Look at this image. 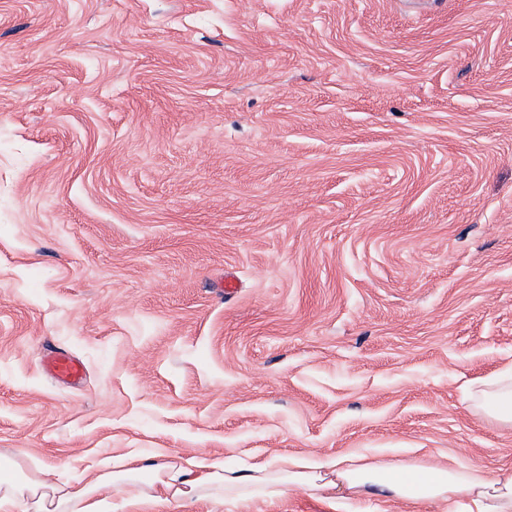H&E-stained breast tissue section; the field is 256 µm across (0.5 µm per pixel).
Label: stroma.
Here are the masks:
<instances>
[{"label": "stroma", "instance_id": "1", "mask_svg": "<svg viewBox=\"0 0 512 512\" xmlns=\"http://www.w3.org/2000/svg\"><path fill=\"white\" fill-rule=\"evenodd\" d=\"M509 366L512 0H0V454L512 469ZM46 367L54 377L62 381L77 382L84 375V365L75 358L63 354L49 357ZM467 400L477 413L503 425H512V368L469 381Z\"/></svg>", "mask_w": 512, "mask_h": 512}]
</instances>
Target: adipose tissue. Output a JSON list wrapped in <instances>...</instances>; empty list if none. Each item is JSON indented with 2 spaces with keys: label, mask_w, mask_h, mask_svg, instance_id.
<instances>
[{
  "label": "adipose tissue",
  "mask_w": 512,
  "mask_h": 512,
  "mask_svg": "<svg viewBox=\"0 0 512 512\" xmlns=\"http://www.w3.org/2000/svg\"><path fill=\"white\" fill-rule=\"evenodd\" d=\"M467 400L477 413L512 425V368L469 381ZM300 489L333 504L377 498L400 501L408 512H512V470L484 473L452 458L423 463L370 454L273 455L231 466L206 454L124 455L74 483H51L24 469L14 455L0 456V512H146L168 505L191 512L201 502L224 506L271 505Z\"/></svg>",
  "instance_id": "ef3b65f1"
}]
</instances>
